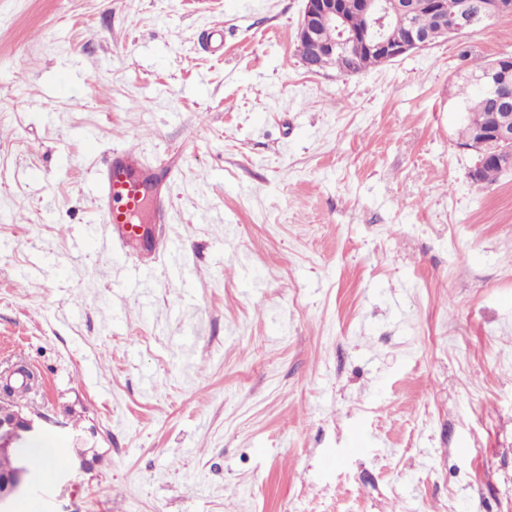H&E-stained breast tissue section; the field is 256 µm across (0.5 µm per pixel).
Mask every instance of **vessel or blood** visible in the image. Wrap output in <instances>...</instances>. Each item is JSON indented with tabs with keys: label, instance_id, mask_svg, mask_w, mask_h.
<instances>
[{
	"label": "vessel or blood",
	"instance_id": "1",
	"mask_svg": "<svg viewBox=\"0 0 512 512\" xmlns=\"http://www.w3.org/2000/svg\"><path fill=\"white\" fill-rule=\"evenodd\" d=\"M94 197L106 224L101 251L117 243H135L150 253L159 249L160 227L169 221V192L137 151L113 149L97 171Z\"/></svg>",
	"mask_w": 512,
	"mask_h": 512
}]
</instances>
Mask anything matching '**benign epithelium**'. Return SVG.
<instances>
[{
    "label": "benign epithelium",
    "instance_id": "1",
    "mask_svg": "<svg viewBox=\"0 0 512 512\" xmlns=\"http://www.w3.org/2000/svg\"><path fill=\"white\" fill-rule=\"evenodd\" d=\"M408 0H363V14L367 18L364 32L350 29L344 16L340 0H305V8L298 24L296 43L305 44L308 49L305 65L312 71L324 69L335 60L336 51L348 53L351 45L362 43L378 52L390 62L412 51L431 46L428 39L408 29L400 35H385V20L389 11L408 14ZM428 7L437 15L444 38L472 31L493 19L512 14V0H486L476 4L472 0H428ZM334 25L340 32V39L334 44H326L317 37L318 30ZM482 87L495 108L512 106V82L506 72L496 63L487 70ZM461 146L474 152L478 161L495 157L503 170L512 169V129L498 124L488 131H478L461 142ZM43 417L34 411L12 410L0 404V454L16 448L26 447L27 441L37 436L41 430ZM28 483L24 465H19L11 474L0 477V509L8 500Z\"/></svg>",
    "mask_w": 512,
    "mask_h": 512
}]
</instances>
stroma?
I'll list each match as a JSON object with an SVG mask.
<instances>
[{"label": "stroma", "mask_w": 512, "mask_h": 512, "mask_svg": "<svg viewBox=\"0 0 512 512\" xmlns=\"http://www.w3.org/2000/svg\"><path fill=\"white\" fill-rule=\"evenodd\" d=\"M304 6L0 0V370L96 454L12 512H512V171L472 181L458 110L512 15L346 76ZM132 145L181 268L96 248ZM38 382V375L26 363L18 362L4 371L0 377L1 399L19 401L28 399Z\"/></svg>", "instance_id": "1"}]
</instances>
